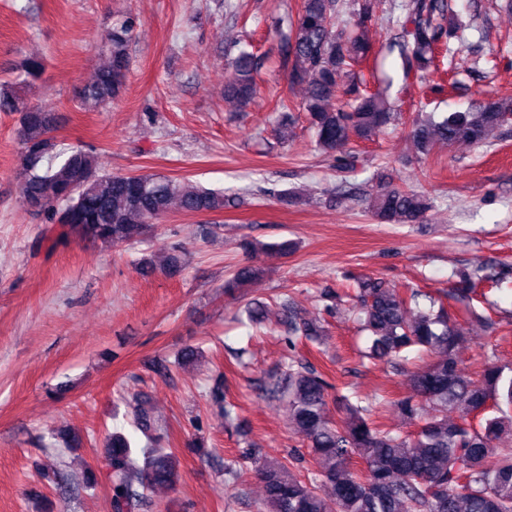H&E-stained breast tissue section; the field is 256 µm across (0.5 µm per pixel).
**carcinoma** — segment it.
Listing matches in <instances>:
<instances>
[{
    "label": "carcinoma",
    "mask_w": 512,
    "mask_h": 512,
    "mask_svg": "<svg viewBox=\"0 0 512 512\" xmlns=\"http://www.w3.org/2000/svg\"><path fill=\"white\" fill-rule=\"evenodd\" d=\"M377 0H352L351 22L337 26L344 0H301L296 18L288 19L289 35L282 66L291 86L305 87L299 104L281 102V111L305 113L320 151L339 155L342 168L352 169V141L370 140L397 122L400 111L383 91L360 90L355 67L373 56L357 30L371 20ZM447 0H406L399 22L405 72L429 75L440 51L454 32L445 25ZM132 27L112 26L106 39L108 61L80 92L79 106L94 110L126 89ZM258 56L246 49L228 63L224 100L235 108L249 105L257 94ZM0 112L20 115L17 171L22 200L41 207L50 221L77 236L104 244H134L146 225L176 206L188 214L235 206V198L189 181L156 174H112L102 169L93 149L60 148L48 136L51 119L28 103L10 82L0 83ZM512 120V103L487 97L440 122L420 120L412 130L418 153L427 156L434 144L483 146ZM381 224H420L432 210L423 193L382 184L366 201ZM242 248L255 256H285L297 249L291 240L264 243L246 239ZM152 270L168 272L178 258L144 260ZM264 273L244 264L224 280V294H238ZM449 293L433 296L419 288H398L379 278L357 280L358 320L368 333L363 357L394 367L413 348L430 362L408 375L411 394L361 402H336L338 418L329 414L330 385L307 361L293 360L267 388L285 412L288 424L308 443L313 462L309 475L296 473L288 457L273 458L244 448L240 459L254 464L263 489L264 512H512V365L491 362L481 379L462 367L460 345L464 326L448 309V300L468 308L470 320L496 329L492 318L472 302L483 291L499 289L504 277L492 267L462 270ZM291 335H322L316 322L285 314ZM390 405L410 423L411 434L377 427L376 409ZM131 424L145 438L131 441L123 432L108 434L103 459L118 481L112 486V512H133L143 492L174 487L178 457L166 446L165 430L152 408L134 401ZM496 457L494 465L487 459ZM364 464L358 473L353 459Z\"/></svg>",
    "instance_id": "carcinoma-1"
}]
</instances>
